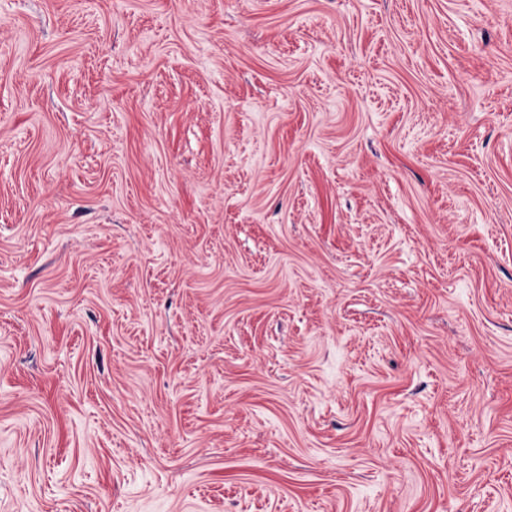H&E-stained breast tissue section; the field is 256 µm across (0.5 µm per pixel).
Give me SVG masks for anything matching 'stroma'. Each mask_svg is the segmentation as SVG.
<instances>
[{
    "label": "stroma",
    "instance_id": "35a3bbf8",
    "mask_svg": "<svg viewBox=\"0 0 512 512\" xmlns=\"http://www.w3.org/2000/svg\"><path fill=\"white\" fill-rule=\"evenodd\" d=\"M0 512H512V0H0Z\"/></svg>",
    "mask_w": 512,
    "mask_h": 512
}]
</instances>
